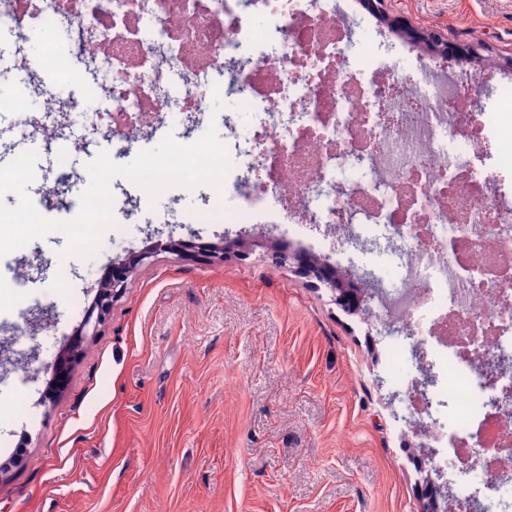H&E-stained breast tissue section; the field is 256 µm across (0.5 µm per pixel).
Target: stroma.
I'll return each instance as SVG.
<instances>
[{"mask_svg": "<svg viewBox=\"0 0 512 512\" xmlns=\"http://www.w3.org/2000/svg\"><path fill=\"white\" fill-rule=\"evenodd\" d=\"M341 54H372L390 77L422 82L431 58L355 0H335ZM397 12L450 41L487 45L482 62L450 59L446 70L475 74L459 86L465 112L499 111L512 91V0H393ZM20 45L0 33V86L17 94ZM177 119L124 148L75 114L56 117L54 139L35 137V177L26 194L48 220H70L52 193L56 146L78 143L67 187L82 194L86 165L98 152L132 162L169 134ZM240 194L184 192L174 212L143 199L137 223L106 230L90 257L59 259L65 234L52 232L0 257V286L22 279L16 297L0 296V401L23 412L0 414V512H419L437 449L412 427L403 379L428 367L419 347L394 366L385 351L393 320L350 315L329 288L266 257L275 243L302 249L284 224H195L214 207L232 213ZM248 240L247 258L197 263L162 253L144 265L112 306L110 321L82 346L60 398L44 402L45 365L72 340L106 268L149 238ZM319 259L340 263L382 292L398 286V258L360 225L308 223ZM23 337H16V328Z\"/></svg>", "mask_w": 512, "mask_h": 512, "instance_id": "obj_1", "label": "stroma"}]
</instances>
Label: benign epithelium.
Returning <instances> with one entry per match:
<instances>
[{"label": "benign epithelium", "instance_id": "benign-epithelium-1", "mask_svg": "<svg viewBox=\"0 0 512 512\" xmlns=\"http://www.w3.org/2000/svg\"><path fill=\"white\" fill-rule=\"evenodd\" d=\"M364 7L370 12L386 19L392 26L416 37L427 51L444 60L460 56L482 57L484 44L480 42L466 44L448 43L447 34L438 29L419 27L402 15L394 12L392 0H363ZM246 245L237 242L227 245L224 242H195L193 240L174 239V231H169L167 240L157 239L146 249L131 251L122 260L112 263V269L106 277L97 281L95 301L85 313L83 322L76 331L78 339L46 367L57 387H62L65 380L61 376H70L80 356V348L87 336H94L109 321L112 304L125 292L132 276L154 255L164 252L197 261L210 262L224 259V253L234 249L244 252ZM272 260L279 265L294 262L297 269L307 276H314L336 293V303L349 312L365 310L368 290L354 288L348 278L339 274L332 266L315 262L304 256L292 257L281 249L272 251Z\"/></svg>", "mask_w": 512, "mask_h": 512}]
</instances>
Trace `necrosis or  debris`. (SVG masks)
Listing matches in <instances>:
<instances>
[{"label": "necrosis or debris", "mask_w": 512, "mask_h": 512, "mask_svg": "<svg viewBox=\"0 0 512 512\" xmlns=\"http://www.w3.org/2000/svg\"><path fill=\"white\" fill-rule=\"evenodd\" d=\"M314 2L309 10L304 0H0V32L21 40L36 26L72 19L86 60L110 59L106 87L85 121L127 143L164 126L173 112L183 139H194L210 110L212 78L222 76L258 127L233 145L244 159L242 208L230 218L214 208L195 215L197 223L246 224L262 215L275 224L273 199L309 211L337 160L357 159L361 180L316 220L336 223L343 210L384 225L400 257V317L427 311L430 330L469 343V359L445 344L431 350L430 441L466 448L477 431L495 442L512 430V404H495L499 392L486 384L493 365L505 371L502 384L512 383V312L500 304L512 278L492 275L512 253V208L493 202L499 172L487 169L461 187L478 149L470 143L448 152L463 119L456 83L414 88L404 78L353 69L339 54L330 0ZM258 11L271 21L255 37L249 19ZM475 470L504 490L486 512H512V452L493 465L486 453L470 457L453 475L458 501L470 500Z\"/></svg>", "instance_id": "obj_1"}]
</instances>
